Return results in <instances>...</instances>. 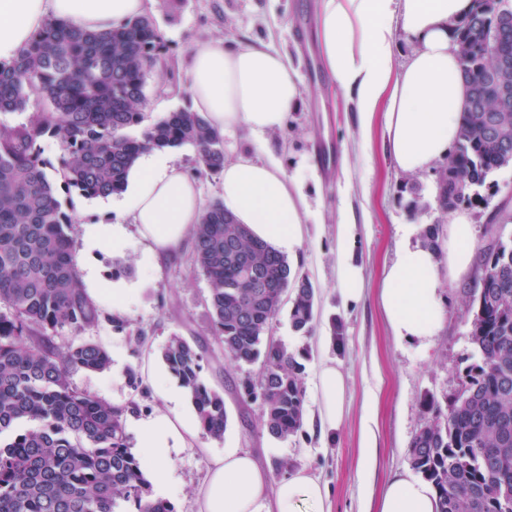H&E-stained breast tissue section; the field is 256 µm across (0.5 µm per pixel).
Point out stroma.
Masks as SVG:
<instances>
[{
    "label": "stroma",
    "mask_w": 512,
    "mask_h": 512,
    "mask_svg": "<svg viewBox=\"0 0 512 512\" xmlns=\"http://www.w3.org/2000/svg\"><path fill=\"white\" fill-rule=\"evenodd\" d=\"M320 0H155L152 15L167 45L162 72L150 74L145 86L146 123L166 113L187 109L181 92L184 61L198 39L220 34L236 46L260 41L286 55L296 68L303 97L284 129L262 137L237 128L224 134V157L259 155L279 164L285 175L303 180L312 217L304 226L302 245L293 267L308 276L316 291L311 335L292 330L288 308H281L270 331L274 339L297 353L305 366V418L302 429L285 439L271 437L261 421L259 404L243 400V384L256 378L255 364L233 365L214 336L208 314L209 283L192 264L190 246L162 256L152 274H145L139 247L114 252L111 245L97 250L103 275L120 271L136 287L123 316L127 327L112 323V300L102 297L99 324L87 338L102 345L112 367L102 373L78 370L72 382L112 406L123 408L130 446L139 435L133 420L151 415L161 400L153 387L131 386L128 370H142L143 352L162 353L171 335L183 336L202 356V380L224 397L227 426L223 439L210 441L213 452L231 446L257 453L282 478L280 461L288 468L307 469L329 488L330 512H367L376 506L388 480L408 468L410 443L424 422L427 401L446 405L458 384V371L475 351L469 340L468 286L445 285L441 294L448 321L427 351L394 340L379 305L383 267L398 247L401 224L448 221L435 198L438 169L420 175L398 171L383 148V123L364 130L344 94L325 73L317 40ZM512 200V165L489 176L472 205L477 218L475 251L483 253L496 242L512 241L511 224H493L489 217L502 202ZM353 222L357 244L354 259L363 269L364 297L344 305L336 276L337 227ZM341 321L342 340L332 341V324ZM144 340H137V333ZM337 361L346 376L348 412L334 436L319 428V402L312 369ZM372 427L374 456L362 469L363 432ZM178 493L175 512H193L194 498L206 478L209 459L194 448L170 454Z\"/></svg>",
    "instance_id": "1"
}]
</instances>
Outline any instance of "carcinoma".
Instances as JSON below:
<instances>
[{
  "instance_id": "obj_1",
  "label": "carcinoma",
  "mask_w": 512,
  "mask_h": 512,
  "mask_svg": "<svg viewBox=\"0 0 512 512\" xmlns=\"http://www.w3.org/2000/svg\"><path fill=\"white\" fill-rule=\"evenodd\" d=\"M456 32L468 47L460 58L469 105L459 138L438 178L437 202L452 210L473 203L471 192L506 166L500 139L512 142V97L501 80L477 83L475 71L494 70L486 42L494 17L484 0ZM166 44L151 15L118 28L87 30L51 19L13 62L0 66V114L24 112L43 101L27 122L0 121V512H174L153 502L141 463L124 430V410L75 386L71 372H102L107 351L79 338L102 311L83 286L74 262V216L61 194L85 198L121 192L141 151L195 148L206 174L224 168L223 138L197 112H171L144 125L147 77L165 66ZM59 143L58 164L43 143ZM195 267L210 285L212 330L224 356L260 363L247 397L260 401L263 426L286 439L304 423V365L269 336L284 296L289 321L307 334L316 292L288 258L252 236L224 212L205 207L191 232ZM470 342L477 359L459 371L461 388L431 413L409 449L411 467L439 492V512H512V243L482 258L469 290ZM162 357L197 411L203 436L221 440L227 425L224 397L201 379L202 356L172 336Z\"/></svg>"
}]
</instances>
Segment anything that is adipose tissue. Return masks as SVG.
I'll list each match as a JSON object with an SVG mask.
<instances>
[{"instance_id":"adipose-tissue-1","label":"adipose tissue","mask_w":512,"mask_h":512,"mask_svg":"<svg viewBox=\"0 0 512 512\" xmlns=\"http://www.w3.org/2000/svg\"><path fill=\"white\" fill-rule=\"evenodd\" d=\"M153 0H0V64H10L49 19L90 29L119 26L148 14ZM475 0H321L317 37L325 69L341 91L356 103L365 123L384 114V150L408 174L430 170L455 145L467 106L455 28ZM404 31L413 45L405 60L393 49L394 34ZM184 95L191 111L204 115L213 130L243 127L262 135L281 130L303 96L296 69L287 57L264 44L225 46L220 35L196 41L186 59ZM224 210L237 223L279 252L296 253L308 216L299 182L286 178L277 164L241 155L225 162L221 173ZM124 220L111 218L84 225V248L75 262L89 295H108L112 310L124 313L133 287L104 279L90 256L104 244L125 247L136 234L143 262L183 246L200 222L205 205L194 178L169 151L143 152L133 166L126 190L116 201ZM394 258L385 264L380 304L397 341L426 350L443 329L447 309L440 278L467 279L472 273L475 231L463 209L448 215L438 248L424 244L417 227H401ZM339 292L344 303L363 296L362 272L352 252L356 239L350 224L338 231ZM165 406L136 420L139 446L148 462L143 470L155 497L175 495L167 466L174 448L192 447L199 424L182 406L184 389L171 376L145 374ZM324 433L340 428L345 417L346 379L339 365L325 362L314 370ZM327 486L301 469L281 479L252 453L236 448L211 457L205 481L196 493L195 512H324ZM379 512H437L434 486L409 470L396 473L379 499Z\"/></svg>"}]
</instances>
